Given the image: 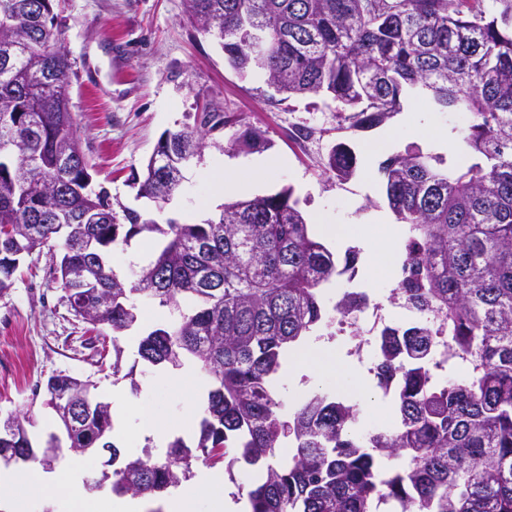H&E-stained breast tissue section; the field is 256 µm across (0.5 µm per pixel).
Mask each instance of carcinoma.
I'll use <instances>...</instances> for the list:
<instances>
[{
    "mask_svg": "<svg viewBox=\"0 0 512 512\" xmlns=\"http://www.w3.org/2000/svg\"><path fill=\"white\" fill-rule=\"evenodd\" d=\"M55 0H0V227L20 247L0 244V292L12 286L21 259L59 251L66 305L91 312L93 328H132L139 305L193 311L141 339L149 366L195 361L214 382L194 445L169 442L162 457L144 447L112 474L116 495L156 496L181 485L201 462L232 472L243 460L266 464L247 490L251 512H512V0H187L202 31L224 47L238 73L260 70L280 83L282 100L324 94L356 128L401 111L412 91L429 93L440 112L469 115L466 145L477 157L450 173L439 156L410 148L381 171L389 208L409 225L399 293L417 312L437 314L448 349L465 358L462 381L435 378V342L415 318L380 334L374 372L394 386L398 423L365 434L358 409L326 392L286 408L272 388L287 351L325 319L321 285L343 267L311 232L292 188L224 203L213 218L181 224L128 207L116 211L109 191L94 185L93 165L58 166L62 155L85 154L71 99L74 71L63 49ZM265 36L269 53L250 56L241 34ZM233 123L222 112L165 132L145 165L137 195L167 202L184 176L164 157L201 156L207 132ZM234 144L266 148L248 127ZM357 158L343 143L328 152L324 171L349 180ZM167 239L155 260L116 273L112 246L141 234ZM94 249L85 248L86 241ZM369 304L345 291L334 306L351 316ZM89 380L50 377L56 412L79 402ZM28 416L0 421V453L26 448L14 464L46 467L55 449L32 446ZM111 407L92 409L65 430L68 448L120 456L110 441ZM284 438L294 453L275 461ZM401 460L386 475L379 458Z\"/></svg>",
    "mask_w": 512,
    "mask_h": 512,
    "instance_id": "obj_1",
    "label": "carcinoma"
}]
</instances>
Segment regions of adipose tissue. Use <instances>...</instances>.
<instances>
[{
  "mask_svg": "<svg viewBox=\"0 0 512 512\" xmlns=\"http://www.w3.org/2000/svg\"><path fill=\"white\" fill-rule=\"evenodd\" d=\"M282 159L261 158L250 171L240 172L228 167L211 172L209 178L214 195L234 194L255 188L266 173L281 167ZM307 369L317 374L336 373L347 385L358 386L357 377L349 370L337 367L329 346L322 342L309 343L290 352L285 375ZM65 489L73 505L83 504L85 495L77 476L48 475L38 467H0V489L10 492L6 512H26L32 496H49L53 490ZM206 503L208 512H236L237 506L224 495V477L214 470L201 471L195 481L184 483L164 505V512H196L198 503Z\"/></svg>",
  "mask_w": 512,
  "mask_h": 512,
  "instance_id": "1",
  "label": "adipose tissue"
}]
</instances>
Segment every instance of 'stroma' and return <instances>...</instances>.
Returning a JSON list of instances; mask_svg holds the SVG:
<instances>
[{
    "instance_id": "1",
    "label": "stroma",
    "mask_w": 512,
    "mask_h": 512,
    "mask_svg": "<svg viewBox=\"0 0 512 512\" xmlns=\"http://www.w3.org/2000/svg\"><path fill=\"white\" fill-rule=\"evenodd\" d=\"M57 21L66 31L64 50L73 64L71 110L76 115L82 145L95 165L93 179L126 207L149 213L158 222L168 217L199 223L218 212L208 173L225 163L244 166L252 152L234 146L236 134L253 126L266 133L264 153L285 159L270 173L259 194L292 187L305 218L323 214L338 226L396 230L395 252H402L409 235L389 209L380 172L369 169L367 150L380 148L382 158L404 153L418 143V128L430 124L448 134L446 165H469L472 156L463 140L467 119L456 112L403 109L383 124L351 128L342 121L337 104L325 95L276 101L275 91L261 76L238 74L224 59L215 39L204 35L189 16L186 0H62ZM234 115L235 124L212 133L199 160L185 171L181 192L171 203L138 197L132 185L161 135L193 123L203 107ZM345 143L357 158L354 176L345 182L323 173L329 149ZM356 249L353 269L323 284L326 309H333L344 291L366 293L388 323L403 324L411 313L392 305L395 278L371 261L365 241L333 243L336 256ZM56 260L45 250L26 255L10 290L0 295V417L26 412L33 444L58 430L47 405L46 382L58 372L96 382L99 398L112 402L114 427H130L140 416L159 425H184L186 442H194L198 419L189 417L181 389L169 383L163 369L140 360L131 335H144L161 324L158 305H143L133 331L118 335L121 374L100 369L93 349L82 347V322L61 300ZM275 384L287 405L328 389L360 410L357 430L385 422L397 423L392 394L371 383L360 394L342 386L334 375H302L298 384L279 378Z\"/></svg>"
}]
</instances>
